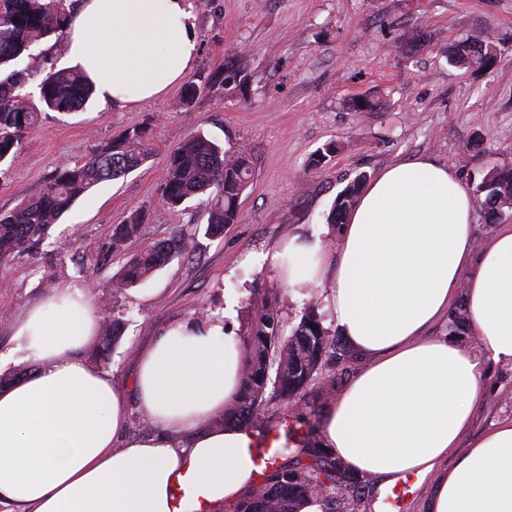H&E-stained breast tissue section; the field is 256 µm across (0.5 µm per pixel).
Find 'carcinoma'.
I'll return each instance as SVG.
<instances>
[{
	"label": "carcinoma",
	"mask_w": 512,
	"mask_h": 512,
	"mask_svg": "<svg viewBox=\"0 0 512 512\" xmlns=\"http://www.w3.org/2000/svg\"><path fill=\"white\" fill-rule=\"evenodd\" d=\"M71 21L66 0H0V163H14L20 156L21 140L41 111L70 114L81 108L93 94L81 72L71 68L50 69L38 85L39 104L25 91L31 77L42 72L45 55L38 51L47 38L63 53V33ZM427 41V33L415 28L403 34L400 47L409 52ZM454 64L491 69L495 62L491 43L478 36L448 49ZM148 136L134 129L113 139L83 163L51 174L38 194L10 211L0 212V262L27 253L59 222L73 203L96 185L122 177L138 168L148 157ZM251 154L229 151L202 132L181 141L170 153L163 187L166 202L178 207L202 195H210L205 234L217 237L238 218L239 201L250 183ZM367 181L361 173L334 200L328 223L342 224ZM478 203L486 221L494 223L512 207V168L491 172L476 186ZM146 211L137 206L126 219L112 228L109 248L123 256L127 244L140 238ZM193 251L190 238L174 231L152 242L144 251L125 260L112 276V297L122 295L178 255ZM105 315L100 330L98 356L107 360L123 333V319L103 304ZM320 302L304 309L300 321L288 332L281 325L277 304L264 302L244 342V380L237 400L217 415L213 427L229 423L255 425L262 422L267 390L292 401L307 388L320 385L326 392L336 390V375H325L329 360L336 359V336L324 326ZM285 459L279 463V459ZM261 482L247 490L233 506V512H303L311 505L319 512H354L361 485L346 475L339 461L317 443L287 437L274 450Z\"/></svg>",
	"instance_id": "cac0c4a2"
}]
</instances>
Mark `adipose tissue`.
<instances>
[{"mask_svg": "<svg viewBox=\"0 0 512 512\" xmlns=\"http://www.w3.org/2000/svg\"><path fill=\"white\" fill-rule=\"evenodd\" d=\"M65 57L104 103L150 100L197 54L188 0H71ZM474 206L455 171L419 155L381 170L339 225L268 254L294 294L328 282L329 318L366 366L325 411L322 446L349 474L388 492L433 476L425 512H512V419L471 435L484 359L512 362V225L473 248ZM464 302L475 343L432 336ZM99 314L66 286L31 308L14 338L31 369L0 389V500L33 512H212L253 487L262 439L208 427L241 389L223 322L171 324L137 355L134 390L157 427L127 433L126 399L84 347ZM456 461H449V454Z\"/></svg>", "mask_w": 512, "mask_h": 512, "instance_id": "1", "label": "adipose tissue"}]
</instances>
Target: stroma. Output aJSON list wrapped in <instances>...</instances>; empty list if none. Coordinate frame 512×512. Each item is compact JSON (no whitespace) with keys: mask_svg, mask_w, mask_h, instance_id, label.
I'll return each mask as SVG.
<instances>
[{"mask_svg":"<svg viewBox=\"0 0 512 512\" xmlns=\"http://www.w3.org/2000/svg\"><path fill=\"white\" fill-rule=\"evenodd\" d=\"M198 55L178 84L159 97L126 107L90 100L70 115L43 112L21 143L20 158L0 164V210L39 192L53 172L74 166L113 138L137 129L151 132L152 153L137 169L97 185L78 199L29 254L0 264V371L26 363L16 354L12 323L58 288L90 289L94 303L111 301L125 320L111 356L114 388L122 392L132 434L148 435L132 391L137 352L148 349L173 321L208 323L223 318L226 332L244 343L263 300L278 301L286 324L298 323L304 300L277 270L258 264L294 233L322 231L335 244L327 217L337 194L359 173L376 175L396 161L424 154L477 184L493 169L512 165V0H191ZM423 26L432 38L402 53V33ZM489 36L497 63L488 71L457 66L450 45ZM240 62L245 93L226 89L224 67ZM201 94L181 100L184 83ZM377 93L386 106L354 112L349 99ZM201 130L225 149L247 147L250 185L236 223L222 236L206 235L200 201L180 207L162 198L168 155ZM341 150L319 168L310 156L328 142ZM144 207L146 228L128 254L179 229L194 252L175 258L144 283L113 296V275L123 263L108 249L112 227L130 208ZM231 316H224L225 307ZM487 391L472 434L512 418V363L487 360ZM331 395L308 388L300 406L277 399L265 410V429L303 414V435L317 439ZM431 479L416 476L378 497L363 482L356 512H422Z\"/></svg>","mask_w":512,"mask_h":512,"instance_id":"1","label":"stroma"}]
</instances>
